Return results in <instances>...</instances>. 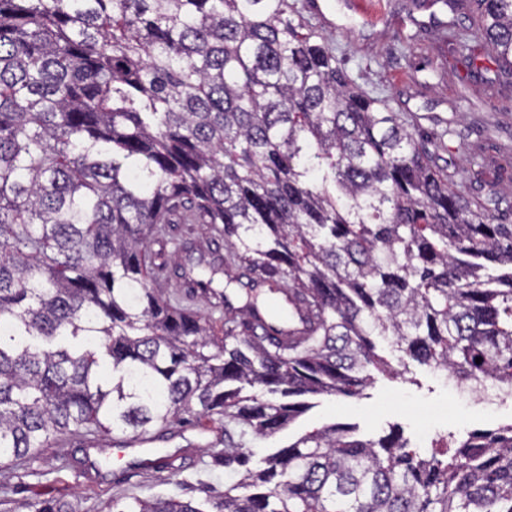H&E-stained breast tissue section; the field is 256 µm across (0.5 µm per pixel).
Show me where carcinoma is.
Returning <instances> with one entry per match:
<instances>
[{"label":"carcinoma","mask_w":512,"mask_h":512,"mask_svg":"<svg viewBox=\"0 0 512 512\" xmlns=\"http://www.w3.org/2000/svg\"><path fill=\"white\" fill-rule=\"evenodd\" d=\"M477 5L480 41L449 37L509 73L512 0ZM441 147L347 81L295 0H0V461L206 416L224 493L112 512H512V424L429 455L346 423L254 451L306 397L411 363L512 381V224L448 184ZM198 220L226 254L185 242L174 277L222 336L151 267ZM232 285L300 301L306 332Z\"/></svg>","instance_id":"obj_1"}]
</instances>
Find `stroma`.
Listing matches in <instances>:
<instances>
[{
  "instance_id": "1",
  "label": "stroma",
  "mask_w": 512,
  "mask_h": 512,
  "mask_svg": "<svg viewBox=\"0 0 512 512\" xmlns=\"http://www.w3.org/2000/svg\"><path fill=\"white\" fill-rule=\"evenodd\" d=\"M476 0H364L365 16L324 25L311 9V26L333 39L336 56L352 85L421 128L445 136L436 156L453 183L493 205L501 223L512 224V73L488 58L464 65L445 33L460 24L476 31ZM479 166H470V156ZM189 239L205 251L223 252L203 224H175L167 243L152 244L164 276H172L176 243ZM352 423L371 434L389 423L406 437L430 447L432 440L458 428L489 430L512 423V403L488 406L459 396L446 380L421 367L408 378L377 377L362 397H321L317 407L299 417L278 437L288 438L333 423ZM224 426L204 418L186 427L172 426L156 440L160 469L132 468L136 450L114 443L112 436L88 440L64 436L24 466L0 463V512H29L37 498L64 494L75 512H111L121 497L178 495L199 498V488L224 487V469L208 455L219 445ZM106 457L105 476L92 460Z\"/></svg>"
}]
</instances>
